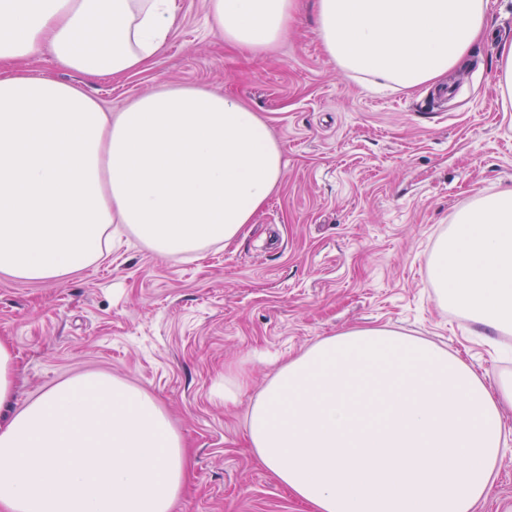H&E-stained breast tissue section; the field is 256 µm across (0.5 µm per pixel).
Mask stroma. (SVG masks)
Wrapping results in <instances>:
<instances>
[{
	"label": "stroma",
	"instance_id": "obj_1",
	"mask_svg": "<svg viewBox=\"0 0 512 512\" xmlns=\"http://www.w3.org/2000/svg\"><path fill=\"white\" fill-rule=\"evenodd\" d=\"M256 57L210 31L207 0H178L165 51L142 69L89 80L49 54L33 69L78 85L108 111L162 88L231 95L266 123L283 157L269 201L228 245L162 258L112 227L110 256L52 281L0 273V340L27 402L92 373L150 393L189 459L173 512H309L262 466L246 416L281 364L326 336L388 325L461 356L486 380L512 373V334L442 307L427 260L477 195L512 186V104L498 92L497 42L512 40V0H490L495 28L448 73L456 92L391 90L344 74L316 31L314 0ZM244 371L235 402L224 380ZM509 439L489 497L512 512Z\"/></svg>",
	"mask_w": 512,
	"mask_h": 512
}]
</instances>
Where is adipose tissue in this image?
<instances>
[{
	"label": "adipose tissue",
	"mask_w": 512,
	"mask_h": 512,
	"mask_svg": "<svg viewBox=\"0 0 512 512\" xmlns=\"http://www.w3.org/2000/svg\"><path fill=\"white\" fill-rule=\"evenodd\" d=\"M177 0H0V272L48 281L98 262L125 225L170 257L229 243L275 191L283 161L229 95L180 88L105 111L27 69L123 75L163 52ZM343 71L413 89L467 60L489 0H315ZM214 36L263 55L294 0H208ZM441 302L512 334V189L460 209L428 260ZM512 375L386 326L319 339L253 401L259 461L312 512H473L505 445ZM187 458L147 392L105 374L68 379L0 422V512H172Z\"/></svg>",
	"instance_id": "obj_1"
}]
</instances>
